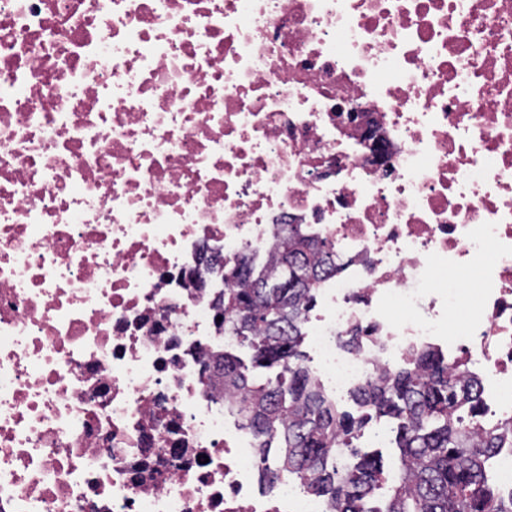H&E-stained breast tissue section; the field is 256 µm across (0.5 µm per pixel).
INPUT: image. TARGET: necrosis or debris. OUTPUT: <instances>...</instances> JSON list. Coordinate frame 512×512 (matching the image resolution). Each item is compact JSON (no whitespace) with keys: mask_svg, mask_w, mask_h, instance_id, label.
Wrapping results in <instances>:
<instances>
[{"mask_svg":"<svg viewBox=\"0 0 512 512\" xmlns=\"http://www.w3.org/2000/svg\"><path fill=\"white\" fill-rule=\"evenodd\" d=\"M286 224L336 403L434 348L512 431V0H0V512H331L218 379Z\"/></svg>","mask_w":512,"mask_h":512,"instance_id":"necrosis-or-debris-1","label":"necrosis or debris"}]
</instances>
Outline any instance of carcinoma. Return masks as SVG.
<instances>
[{
    "label": "carcinoma",
    "mask_w": 512,
    "mask_h": 512,
    "mask_svg": "<svg viewBox=\"0 0 512 512\" xmlns=\"http://www.w3.org/2000/svg\"><path fill=\"white\" fill-rule=\"evenodd\" d=\"M275 261L246 257L217 266L228 288L220 298L224 330L251 350V365L224 352V382L244 396L243 427L273 462L272 484L296 476L335 512H512L489 480L492 459L509 437L476 424L478 383L433 350L352 393L357 413L340 410L315 385L300 351L320 281L338 271L332 248L288 224L273 244ZM274 369L258 382L249 367ZM385 419L395 433L396 467L385 474L374 455L353 447L367 425ZM352 448L340 469L334 450Z\"/></svg>",
    "instance_id": "obj_1"
}]
</instances>
